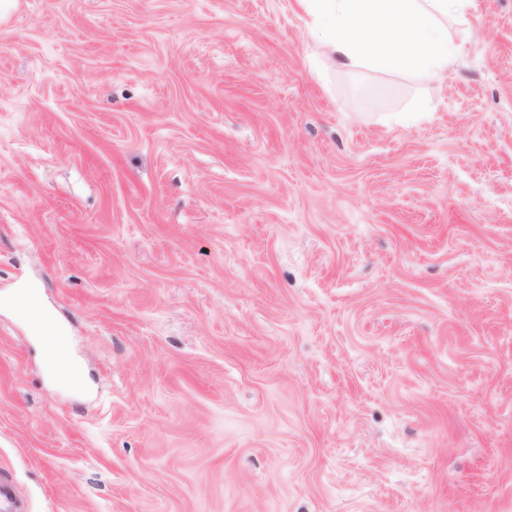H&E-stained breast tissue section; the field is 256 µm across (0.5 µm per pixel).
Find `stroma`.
Masks as SVG:
<instances>
[{
    "label": "stroma",
    "instance_id": "35a3bbf8",
    "mask_svg": "<svg viewBox=\"0 0 512 512\" xmlns=\"http://www.w3.org/2000/svg\"><path fill=\"white\" fill-rule=\"evenodd\" d=\"M450 34L438 90L325 66L296 0L0 17L25 512H512V0ZM17 306L30 315L31 323L38 334L39 343L45 356L54 361V375L70 387L84 382L82 369L68 354V337L40 308L39 293L31 290L17 297Z\"/></svg>",
    "mask_w": 512,
    "mask_h": 512
}]
</instances>
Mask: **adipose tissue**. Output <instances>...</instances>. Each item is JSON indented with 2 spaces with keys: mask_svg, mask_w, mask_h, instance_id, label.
<instances>
[{
  "mask_svg": "<svg viewBox=\"0 0 512 512\" xmlns=\"http://www.w3.org/2000/svg\"><path fill=\"white\" fill-rule=\"evenodd\" d=\"M319 34L320 54L331 67L415 73L442 86L460 47L449 33L466 22L475 0H296ZM29 314L54 375L68 386L83 383L68 354V338L40 308L38 291L17 298Z\"/></svg>",
  "mask_w": 512,
  "mask_h": 512,
  "instance_id": "adipose-tissue-1",
  "label": "adipose tissue"
}]
</instances>
